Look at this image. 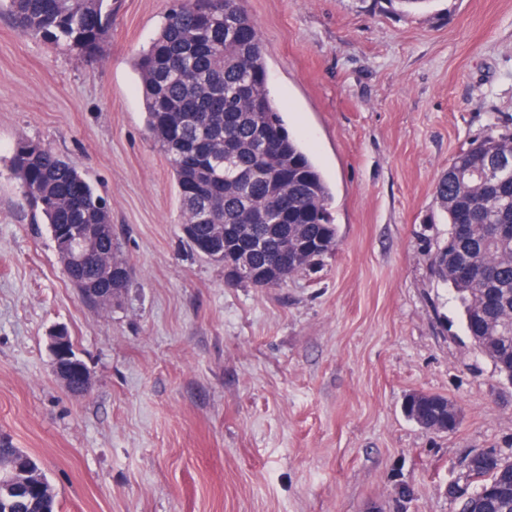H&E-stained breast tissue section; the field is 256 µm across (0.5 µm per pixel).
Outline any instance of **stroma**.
I'll return each instance as SVG.
<instances>
[{
  "label": "stroma",
  "instance_id": "obj_1",
  "mask_svg": "<svg viewBox=\"0 0 512 512\" xmlns=\"http://www.w3.org/2000/svg\"><path fill=\"white\" fill-rule=\"evenodd\" d=\"M245 7L338 230L332 254L276 288L225 287L183 237L133 68L169 0H122L92 56L0 14V435L38 460L58 512H455L473 455L512 460V382L431 268L448 236L434 186L470 140L512 131V0ZM23 142L109 200L133 276L111 310L80 303L22 205ZM57 326L93 373L89 396L55 379ZM413 392L456 404V430L409 420Z\"/></svg>",
  "mask_w": 512,
  "mask_h": 512
}]
</instances>
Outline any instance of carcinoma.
I'll return each mask as SVG.
<instances>
[{
    "mask_svg": "<svg viewBox=\"0 0 512 512\" xmlns=\"http://www.w3.org/2000/svg\"><path fill=\"white\" fill-rule=\"evenodd\" d=\"M244 0H172L156 37L134 62L148 131L164 153L181 208V224L192 226L187 243L197 253L222 263L206 246L224 228V249L243 241L261 243L251 260L254 270L274 263L287 235L299 231L313 250L281 272L285 280L315 267L338 242L330 204L333 193L313 158L290 136L267 91L266 48ZM117 0H0L21 32L66 42L94 54L112 32ZM279 130L271 146L265 127ZM205 141L211 155L188 160L184 146ZM493 156L512 157V131L494 129L460 149L434 187L448 223V238L431 253V267L464 308V327L473 344L503 377L512 375V237L493 233L512 224V168L484 185L476 173ZM22 198L34 218L54 232L58 224H109L110 208L73 163L51 148L21 143L11 159ZM477 261L489 279L490 301L482 320L493 344L478 338L471 323L479 285L452 276L451 268ZM75 289L102 277L99 268L64 266ZM448 398L425 394L410 399V413L429 417L452 431ZM512 461L496 459L492 468L471 469L475 491L458 499L459 512H512V492L501 473ZM38 461L21 448L0 443V480L21 485L40 476ZM51 484L44 494L1 496L0 512H56Z\"/></svg>",
    "mask_w": 512,
    "mask_h": 512,
    "instance_id": "1",
    "label": "carcinoma"
}]
</instances>
